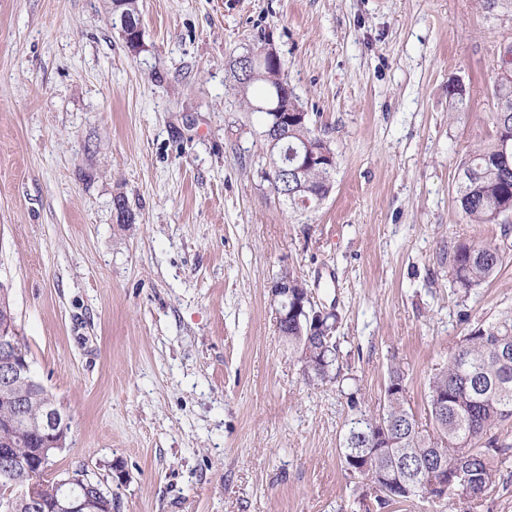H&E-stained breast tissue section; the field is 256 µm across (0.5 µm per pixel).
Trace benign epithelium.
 I'll return each instance as SVG.
<instances>
[{
    "label": "benign epithelium",
    "instance_id": "obj_1",
    "mask_svg": "<svg viewBox=\"0 0 512 512\" xmlns=\"http://www.w3.org/2000/svg\"><path fill=\"white\" fill-rule=\"evenodd\" d=\"M322 161L336 166L335 154L322 148L309 146L299 155L292 169L294 179L299 181L298 189H306L301 181L308 168ZM292 285V275L284 272L271 288V300L275 306L276 323L281 325V335L288 336V323L292 321L300 329L306 330L310 339H330L336 327V313L319 307L308 293L304 302L288 308V289ZM18 338L15 316L0 322V402L12 410V416L0 421V425L15 430L20 436L36 438L39 448L27 453L14 449L0 450V464L7 469L38 473L48 470L55 450L66 447L69 417L53 397L45 395L41 396L39 412L32 414L28 411L25 400L17 390L24 387L34 394L42 383L33 381L30 362L14 354ZM13 491V497L0 504L6 512L17 503L28 506L33 512H112L108 493L83 475L58 479L56 490L50 498L38 496L32 484L24 481L17 482Z\"/></svg>",
    "mask_w": 512,
    "mask_h": 512
}]
</instances>
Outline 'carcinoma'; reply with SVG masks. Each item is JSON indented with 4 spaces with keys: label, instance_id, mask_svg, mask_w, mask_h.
<instances>
[{
    "label": "carcinoma",
    "instance_id": "obj_1",
    "mask_svg": "<svg viewBox=\"0 0 512 512\" xmlns=\"http://www.w3.org/2000/svg\"><path fill=\"white\" fill-rule=\"evenodd\" d=\"M139 0H114L112 26L126 22L139 24ZM261 73L250 76L244 68L234 70L233 90L240 96L247 112L260 115L262 127L275 123V111H290L288 129L278 143L277 152L267 156L269 172L265 173L274 193L287 190L286 182L277 178L274 166L293 168L294 157L312 142L324 148L329 145L315 133L297 97L281 77L283 65L264 59ZM496 99L492 113L495 140L512 137V82L494 87ZM336 169L313 167L308 173V186L313 191L325 190L335 179ZM456 202L472 224H494L507 211L512 212V155L503 158L498 144L478 147L460 164ZM502 255L495 246L478 240L457 242L448 253L454 284L469 291L486 283L499 269ZM313 366L303 372L310 382L327 383L336 379L338 362L336 342L307 344ZM404 371L393 366L388 373L382 411L376 415L361 412L350 419L341 451L344 467L349 458H361L367 465L361 484L363 512L371 496L370 485L386 488L385 496L374 497L378 505L409 502L415 498H433L432 487L436 463L448 466V479L459 484L455 501L474 505L496 484L498 460L508 457V449L483 443L492 427L512 419V312L501 313L489 323L468 330L448 360L429 379V416L433 431L415 430L417 419L406 406ZM392 422L396 433L389 435L391 447L377 448L374 434L378 420Z\"/></svg>",
    "mask_w": 512,
    "mask_h": 512
}]
</instances>
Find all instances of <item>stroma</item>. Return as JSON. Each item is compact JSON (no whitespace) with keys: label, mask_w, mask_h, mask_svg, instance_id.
Wrapping results in <instances>:
<instances>
[{"label":"stroma","mask_w":512,"mask_h":512,"mask_svg":"<svg viewBox=\"0 0 512 512\" xmlns=\"http://www.w3.org/2000/svg\"><path fill=\"white\" fill-rule=\"evenodd\" d=\"M139 7L134 53L110 0H0V280L71 421L48 475L85 471L112 512H360L340 459L355 410L379 411L397 364L429 426L430 373L512 309V218L469 224L455 202L494 139L512 0ZM265 41L336 155L308 211L273 192L231 90ZM465 238L503 252L468 292L448 265ZM285 271L336 313L333 383L307 382L276 330Z\"/></svg>","instance_id":"35a3bbf8"}]
</instances>
